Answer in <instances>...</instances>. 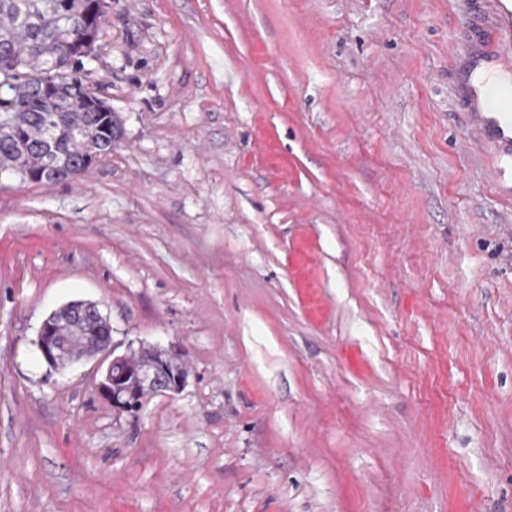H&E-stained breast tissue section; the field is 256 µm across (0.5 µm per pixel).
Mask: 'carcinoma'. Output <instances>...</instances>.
<instances>
[{
	"label": "carcinoma",
	"instance_id": "carcinoma-1",
	"mask_svg": "<svg viewBox=\"0 0 512 512\" xmlns=\"http://www.w3.org/2000/svg\"><path fill=\"white\" fill-rule=\"evenodd\" d=\"M106 0H0V177L29 173L36 183L72 180L112 154L121 137L113 112L92 107L83 57L95 49L106 13L79 24ZM60 335H110L106 321L68 314Z\"/></svg>",
	"mask_w": 512,
	"mask_h": 512
}]
</instances>
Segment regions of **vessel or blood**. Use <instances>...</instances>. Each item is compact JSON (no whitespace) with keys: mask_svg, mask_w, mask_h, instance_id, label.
Wrapping results in <instances>:
<instances>
[{"mask_svg":"<svg viewBox=\"0 0 512 512\" xmlns=\"http://www.w3.org/2000/svg\"><path fill=\"white\" fill-rule=\"evenodd\" d=\"M495 27L490 32L493 54L505 59L512 73V0H493ZM480 130L497 148L498 161H512V82L497 84L495 91L477 89L470 99Z\"/></svg>","mask_w":512,"mask_h":512,"instance_id":"1","label":"vessel or blood"}]
</instances>
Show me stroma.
<instances>
[{
  "instance_id": "35a3bbf8",
  "label": "stroma",
  "mask_w": 512,
  "mask_h": 512,
  "mask_svg": "<svg viewBox=\"0 0 512 512\" xmlns=\"http://www.w3.org/2000/svg\"><path fill=\"white\" fill-rule=\"evenodd\" d=\"M492 0H111L112 154L0 178V512H512V205L458 93ZM102 304L137 416L35 341ZM159 357L153 364L137 375L139 386L149 394L165 395L181 391L187 382L188 374L172 365L166 352L158 347Z\"/></svg>"
}]
</instances>
